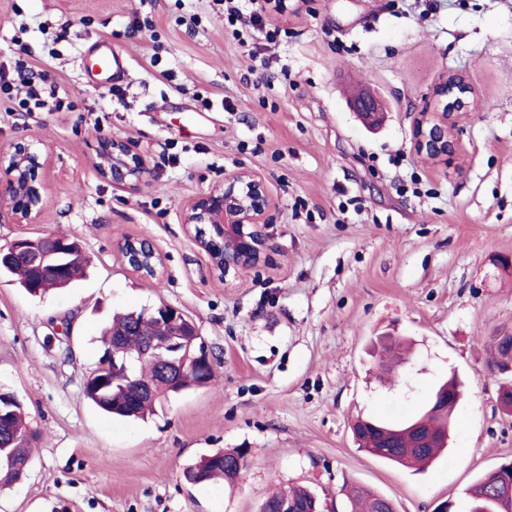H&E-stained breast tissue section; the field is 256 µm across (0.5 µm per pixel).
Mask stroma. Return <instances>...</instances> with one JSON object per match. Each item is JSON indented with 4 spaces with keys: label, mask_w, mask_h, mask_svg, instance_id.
Segmentation results:
<instances>
[{
    "label": "stroma",
    "mask_w": 512,
    "mask_h": 512,
    "mask_svg": "<svg viewBox=\"0 0 512 512\" xmlns=\"http://www.w3.org/2000/svg\"><path fill=\"white\" fill-rule=\"evenodd\" d=\"M268 20L283 33L253 72L212 0H0V65L31 69L62 101L30 114L0 99V150H40L48 196L37 223L0 217V246L59 234L89 259L76 287L42 297L0 278V392L37 436L0 512H260L293 485L339 510L363 485L397 512H465L473 482L512 459V415L488 376L493 336L512 333V0H297ZM94 44L126 59L123 98L87 83ZM448 72L471 107L453 114L442 162L416 154L413 131ZM362 89L382 102L377 127L350 108ZM103 138L145 157L139 189L98 174ZM239 168L266 180L275 251L227 286L181 206ZM128 237L161 254L157 277L130 270ZM161 304L196 324L213 385L143 421L102 413L84 393L102 328ZM382 336L411 344L391 386L371 357ZM453 375L450 447L427 470L359 450L357 419L406 422ZM233 448L249 462L235 485L186 481L202 455Z\"/></svg>",
    "instance_id": "stroma-1"
}]
</instances>
